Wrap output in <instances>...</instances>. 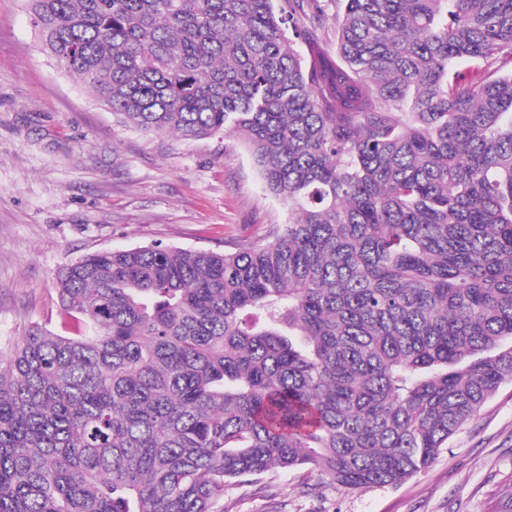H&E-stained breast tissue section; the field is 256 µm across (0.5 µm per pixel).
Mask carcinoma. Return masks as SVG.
<instances>
[{
	"instance_id": "cac0c4a2",
	"label": "carcinoma",
	"mask_w": 512,
	"mask_h": 512,
	"mask_svg": "<svg viewBox=\"0 0 512 512\" xmlns=\"http://www.w3.org/2000/svg\"><path fill=\"white\" fill-rule=\"evenodd\" d=\"M148 135L240 137L288 207L231 250L64 268L0 352V512H224L398 485L512 382V0H26Z\"/></svg>"
}]
</instances>
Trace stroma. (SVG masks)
<instances>
[{"mask_svg":"<svg viewBox=\"0 0 512 512\" xmlns=\"http://www.w3.org/2000/svg\"><path fill=\"white\" fill-rule=\"evenodd\" d=\"M287 219L240 138L126 126L45 51L25 0H0V351L36 325L63 332L56 277L85 254L221 251ZM224 512H512V383L399 485L301 468L227 484Z\"/></svg>","mask_w":512,"mask_h":512,"instance_id":"stroma-1","label":"stroma"}]
</instances>
